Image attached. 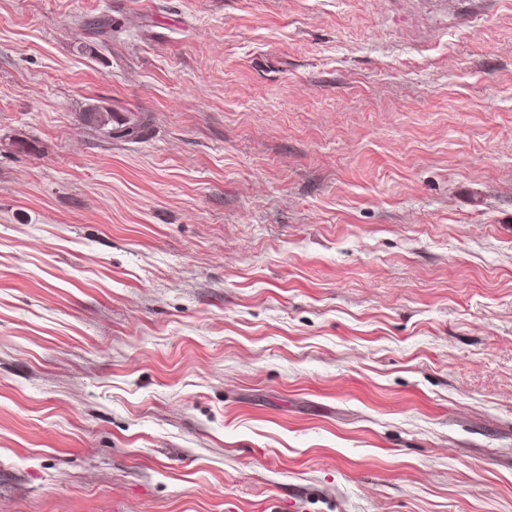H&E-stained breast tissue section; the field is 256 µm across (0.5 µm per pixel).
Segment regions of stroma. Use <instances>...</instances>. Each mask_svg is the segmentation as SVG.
<instances>
[{
  "instance_id": "1",
  "label": "stroma",
  "mask_w": 512,
  "mask_h": 512,
  "mask_svg": "<svg viewBox=\"0 0 512 512\" xmlns=\"http://www.w3.org/2000/svg\"><path fill=\"white\" fill-rule=\"evenodd\" d=\"M0 512H512V0H0Z\"/></svg>"
}]
</instances>
